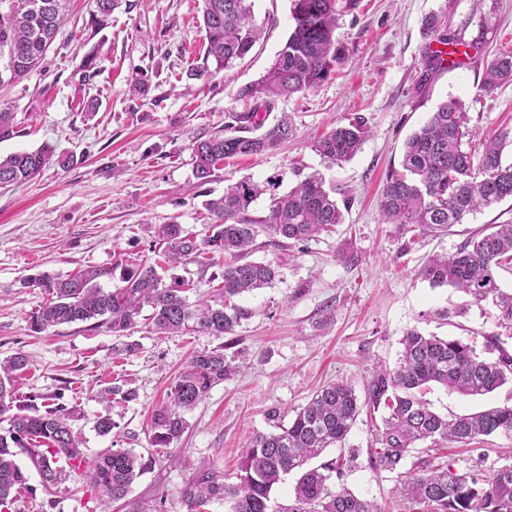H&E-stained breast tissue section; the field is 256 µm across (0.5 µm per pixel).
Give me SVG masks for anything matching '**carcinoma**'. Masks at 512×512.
<instances>
[{
	"label": "carcinoma",
	"mask_w": 512,
	"mask_h": 512,
	"mask_svg": "<svg viewBox=\"0 0 512 512\" xmlns=\"http://www.w3.org/2000/svg\"><path fill=\"white\" fill-rule=\"evenodd\" d=\"M205 27L202 63L190 76L212 77L231 69L259 39L252 20L251 0H203ZM119 0H95L92 24L106 25ZM356 0H292L294 27L265 73L240 95L250 102L247 110L210 136L191 139L194 176L205 184L226 159L258 155L275 149L294 135L285 116L264 127L266 115L277 102L314 89L340 62L334 40L338 17ZM62 0H0V85L24 77L42 59L62 21ZM428 36L450 45L437 17L429 18ZM512 80V54H502L488 64L482 89L492 92ZM465 103L448 97L428 120L406 140L400 169L388 173L382 192L381 212L386 224L403 230L418 229L437 236L465 216L512 199V162L503 160L512 130L478 137L469 128ZM14 113L0 110V142L16 137ZM370 136L365 120L355 117L325 133L314 149L323 161L339 164L354 157ZM478 144H473L474 138ZM53 157L50 147L0 155V187L21 184L36 177ZM267 186L241 179L224 187V194L205 203L208 222L203 232L192 234L181 224L150 226L163 250L152 262L137 263L122 277L123 286L105 290L99 279L110 269L80 270L66 277L47 273L27 277L23 288H39L48 301L31 316V330L43 332L74 322L101 320L119 336L132 334L144 307L151 308V323L158 334H173L193 323L226 344L194 355L173 381L168 401L153 411V445L167 448L184 433L185 412L203 401L210 391L236 373L233 357L226 354L236 339L235 328L251 312L235 298L272 284L277 276L270 262L250 259L260 233L304 243L343 223V211L312 174L288 192L272 197L268 215L255 218L252 204ZM224 255L219 299L188 301L191 279L174 277L163 282L159 269L191 261L207 266L211 255ZM512 271V224H489L468 238L453 255H433L420 276L433 287L450 286L475 302L490 300L499 311V323L512 326V292L500 286V272ZM397 366L374 369L366 389L365 405L387 415L375 433L370 462L375 470L396 474L398 497L423 512H512V466L488 474L459 475L440 462V450L450 443H480L482 438L512 435V406L477 413L441 415L424 399L434 384L464 396H483L512 383V351L497 335L485 337L483 352L456 339L425 336L415 329L405 333ZM30 357L19 351L0 362V419L8 430L0 434V512L26 486L27 476L14 449L26 453L43 480L51 485L65 461L73 472L90 480L108 506L131 492L145 470L142 457L131 449L109 448L89 460L74 430L75 411L50 407L48 398L35 404L33 396L17 401V375L29 368ZM45 411H40V407ZM360 413L351 385L337 381L323 386L285 421L275 412L271 432L251 437L241 454L235 480L203 472L183 491L187 512H201L212 500L229 506L228 512H388L355 495L342 479L350 461L328 460L310 467L308 462L326 449L341 444ZM430 442L418 472L401 471L404 459L418 442ZM290 474L298 475L293 496L286 504L272 499L273 490Z\"/></svg>",
	"instance_id": "carcinoma-1"
}]
</instances>
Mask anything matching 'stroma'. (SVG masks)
Returning a JSON list of instances; mask_svg holds the SVG:
<instances>
[{
    "label": "stroma",
    "mask_w": 512,
    "mask_h": 512,
    "mask_svg": "<svg viewBox=\"0 0 512 512\" xmlns=\"http://www.w3.org/2000/svg\"><path fill=\"white\" fill-rule=\"evenodd\" d=\"M203 7V0H122L108 27L95 30L94 0H63L64 20L43 59L0 86V109L14 112L19 130L0 142L1 154L47 144L80 158L68 169L49 163L32 180L0 189V360L19 351L30 356L19 395L75 409L73 426L87 456L115 446L148 460L127 501L114 503L112 512H129L133 504L146 512H187L182 491L195 474L233 475L249 437L269 430V413L293 415L326 384L343 381L364 396L373 369L395 365L407 330L479 346L496 334L512 350V333L491 303L431 287L419 275L429 256L455 253L485 225L511 224L512 201L419 240L383 223L380 211L383 184L399 166L405 140L447 97L466 104L480 135L512 129V82L490 94L481 88L487 64L512 52V0H358L337 22L341 62L314 89L277 105L295 127L293 139L259 156L225 160L204 185L194 176L191 137L209 136L244 110L240 89L270 66L293 20L291 0H252L260 40L231 70L196 80L189 72L205 42ZM432 14L449 36L479 48L419 92L417 77L435 46L424 30ZM93 47L101 70L86 82L80 64ZM141 80L146 93H132ZM90 100L97 103L92 113L84 110ZM356 116L370 129L361 151L339 165L324 163L314 140ZM310 174L337 199H349L343 223L305 243L257 237L252 260L277 264L278 275L239 299L253 315L236 329L238 372L186 413L187 427L169 447L152 444V409L190 357L220 346V338L192 330L157 334L145 319L129 336L89 322L32 331L31 316L47 296L21 287L22 278L104 268L109 275L101 286L121 287L125 267L155 258L147 225L175 220L195 233L203 228L205 202L221 196L227 181L248 177L282 194ZM342 250L354 262L339 259ZM115 384L135 390V400L101 399ZM428 399L441 414L474 413L511 406L512 385L481 397L437 388ZM103 416L116 423L107 436L95 429ZM380 423V414L361 410L342 447L324 456L355 455L344 485L389 512H408L392 493L394 474L370 463ZM17 461L28 481L10 512H100L86 477L67 471L48 486L26 454ZM448 461L459 474L511 466L512 436L486 437L477 450L449 449Z\"/></svg>",
    "instance_id": "1"
}]
</instances>
